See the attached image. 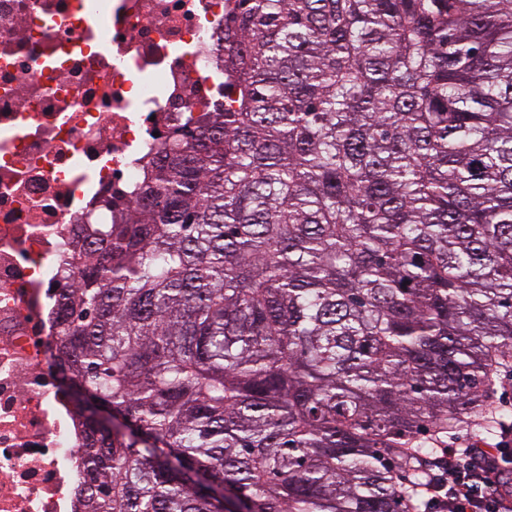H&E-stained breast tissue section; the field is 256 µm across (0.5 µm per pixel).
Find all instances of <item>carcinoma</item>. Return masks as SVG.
<instances>
[{
    "mask_svg": "<svg viewBox=\"0 0 512 512\" xmlns=\"http://www.w3.org/2000/svg\"><path fill=\"white\" fill-rule=\"evenodd\" d=\"M224 101L63 297L83 512H422L512 356V0H238Z\"/></svg>",
    "mask_w": 512,
    "mask_h": 512,
    "instance_id": "obj_1",
    "label": "carcinoma"
}]
</instances>
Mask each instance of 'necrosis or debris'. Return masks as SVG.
Here are the masks:
<instances>
[{
  "instance_id": "1",
  "label": "necrosis or debris",
  "mask_w": 512,
  "mask_h": 512,
  "mask_svg": "<svg viewBox=\"0 0 512 512\" xmlns=\"http://www.w3.org/2000/svg\"><path fill=\"white\" fill-rule=\"evenodd\" d=\"M233 0H0V512H81L56 366L81 224H119L170 128L220 109Z\"/></svg>"
}]
</instances>
